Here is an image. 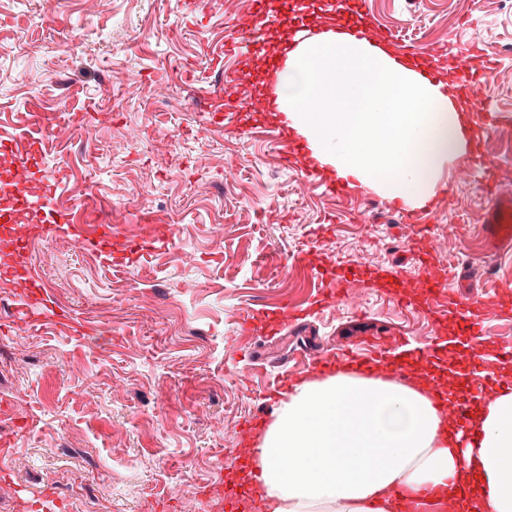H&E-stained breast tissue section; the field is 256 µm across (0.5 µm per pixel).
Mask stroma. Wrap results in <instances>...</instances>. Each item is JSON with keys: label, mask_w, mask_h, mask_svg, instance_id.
I'll return each instance as SVG.
<instances>
[{"label": "stroma", "mask_w": 512, "mask_h": 512, "mask_svg": "<svg viewBox=\"0 0 512 512\" xmlns=\"http://www.w3.org/2000/svg\"><path fill=\"white\" fill-rule=\"evenodd\" d=\"M266 0H0V142L38 146L50 192L42 224L70 213L78 224H112L136 252L120 266L84 248L72 229L31 234L28 262L82 332L19 312L25 288L0 274V512H197L223 504L239 426L269 416L281 363H303L301 340L339 351L354 327L433 336L417 309L427 279L410 252L413 227L368 181L332 194L308 181L303 139L279 136L265 108L270 55L282 16L249 34L238 26ZM369 16L399 45L440 51L427 62L442 80L463 81L457 55L477 50L473 73L497 122L481 163L465 155L441 167L425 207L434 259L450 301L494 293L512 280V259L481 232L487 170L512 191V0H370ZM229 72L253 75L249 118L214 114L203 91L217 80L208 51ZM170 99L151 94L155 80ZM110 98H101L103 85ZM79 113L90 137L71 135ZM172 237L144 252L151 227ZM311 267L293 265L297 251ZM402 270L399 295L363 288L358 306L321 303L334 269L376 275ZM313 309L300 333L278 340L240 330L244 310L281 303ZM26 344L17 347L16 332ZM29 462L14 466L15 458Z\"/></svg>", "instance_id": "35a3bbf8"}]
</instances>
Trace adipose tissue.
<instances>
[{
    "mask_svg": "<svg viewBox=\"0 0 512 512\" xmlns=\"http://www.w3.org/2000/svg\"><path fill=\"white\" fill-rule=\"evenodd\" d=\"M274 95L315 160L406 205L425 204L441 165L466 150L438 84L333 30L299 39ZM434 373L418 366L402 384L340 370L296 387L250 455L252 495L275 512H400L396 491H433L437 512H465L445 490L472 483L486 512H512V385L481 401L461 444L430 394Z\"/></svg>",
    "mask_w": 512,
    "mask_h": 512,
    "instance_id": "ef3b65f1",
    "label": "adipose tissue"
}]
</instances>
